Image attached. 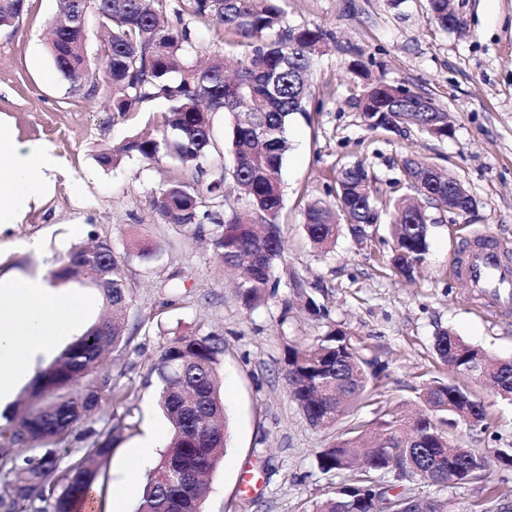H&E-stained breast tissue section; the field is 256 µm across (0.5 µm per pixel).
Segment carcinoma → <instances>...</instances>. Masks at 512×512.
<instances>
[{"label":"carcinoma","mask_w":512,"mask_h":512,"mask_svg":"<svg viewBox=\"0 0 512 512\" xmlns=\"http://www.w3.org/2000/svg\"><path fill=\"white\" fill-rule=\"evenodd\" d=\"M27 0H0V27L17 21ZM154 0H61L52 28L50 52L58 72L73 87L94 92L100 82L112 87V111L121 116L141 110L143 103H163L152 136H131L117 149L98 154L112 168L124 157L151 163L171 161L179 174L162 185L152 207L165 224L195 227L224 268L236 275L235 289L243 310L252 312L276 295L275 276L282 256L283 190L278 173L289 150L287 127L306 113L313 95L310 70L326 48L321 29L285 26L283 0H180L175 20L153 6ZM431 17L452 32L464 31L465 17L448 12V0H427ZM95 21L106 33L102 68L90 71L85 32ZM224 29L249 47L235 75L224 73V55L207 63L197 60L198 41L191 23ZM361 118L370 130L414 126L434 137L448 136V112L416 92L402 96L381 80L364 85ZM229 113L227 151L214 135V116ZM405 176L426 205H448V176L436 165L403 160ZM327 193L336 205L316 199L304 211V231L312 245L331 248L341 220L358 237L382 223L390 211L399 228L390 264L395 276L413 277L429 250L430 220L426 210L405 199L382 194L377 179L363 166L340 169ZM150 250L116 253L107 241L71 249L51 272L56 282L89 283L105 304L122 309L130 299L127 269L145 261ZM300 306L325 316L305 280L291 279ZM125 327L97 322L68 344L37 376L32 406L16 414L0 431L19 450L0 454V469L10 476V493L0 499V512H80L89 493L104 478L103 465L116 437L107 434L74 451L60 468L58 445L112 392V377L97 374L103 352L123 342ZM439 359L453 372L468 376L472 364L499 363L483 376L495 392L512 400V360L497 359L463 340L451 329L434 337ZM224 343L213 334L173 338L164 346L151 372L158 384L157 403L170 424L165 451L153 467L136 512H202L207 486L228 445V422L220 395L219 365ZM283 370L291 397L310 424L331 429L369 399L377 370L352 350L347 331L334 325L303 349L285 346ZM422 409L408 415L402 407L381 408L377 417L348 429L318 455L324 474L344 475L335 495L313 503L312 512H375L383 497L412 499L394 482L419 471L429 484L450 487L486 477L487 462L452 457L460 445L453 430L461 422L452 406L471 415L469 426L487 428L483 403L465 387L436 380L418 393Z\"/></svg>","instance_id":"1"}]
</instances>
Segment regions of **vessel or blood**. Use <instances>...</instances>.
<instances>
[{
  "label": "vessel or blood",
  "instance_id": "1",
  "mask_svg": "<svg viewBox=\"0 0 512 512\" xmlns=\"http://www.w3.org/2000/svg\"><path fill=\"white\" fill-rule=\"evenodd\" d=\"M461 271L480 299L502 312L512 311V250L477 240L468 250Z\"/></svg>",
  "mask_w": 512,
  "mask_h": 512
}]
</instances>
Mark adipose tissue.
I'll use <instances>...</instances> for the list:
<instances>
[{
	"mask_svg": "<svg viewBox=\"0 0 512 512\" xmlns=\"http://www.w3.org/2000/svg\"><path fill=\"white\" fill-rule=\"evenodd\" d=\"M0 224L23 222L55 189L61 163L42 144L23 145L0 119ZM83 293L60 294L39 274L0 277V409L47 364L62 336L71 334L94 304Z\"/></svg>",
	"mask_w": 512,
	"mask_h": 512,
	"instance_id": "obj_1",
	"label": "adipose tissue"
}]
</instances>
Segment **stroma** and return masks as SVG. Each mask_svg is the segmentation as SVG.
Returning a JSON list of instances; mask_svg holds the SVG:
<instances>
[{
    "label": "stroma",
    "instance_id": "obj_1",
    "mask_svg": "<svg viewBox=\"0 0 512 512\" xmlns=\"http://www.w3.org/2000/svg\"><path fill=\"white\" fill-rule=\"evenodd\" d=\"M453 2L467 19L466 35L435 25L425 0H402L396 8L388 0H284L288 26L321 28L333 38L315 62L306 114L288 127L280 286L267 307L250 314L212 252L193 232L162 223L153 211V193L177 173L173 163L134 159L112 169L97 161L104 149L152 130L159 103L121 118L111 110L110 88L99 86L91 95L72 90L47 44L58 0H28L24 15L0 28V115L18 141L43 143L64 163L51 199L23 223L0 226V276L49 275L73 247L94 237L120 253L138 243L152 250L128 270L124 340L100 367L111 374L112 391L59 446L65 459L89 445L87 430L118 428L105 482L95 493L96 512H110L117 491L125 512H134L153 467L147 461L129 468L136 444L152 432L158 448L166 446L169 424L156 406L151 368L176 336L212 333L224 342L219 373L230 439L209 478L203 512H311L315 501L333 495L342 478L319 471V452L351 425L374 419L376 407L414 403L426 383L451 380L434 351L438 330L452 329L488 354L512 359V317L485 306L450 271L473 232L490 231L512 247V0H497L491 9L484 0ZM357 60L372 78L431 97L447 111L451 136L413 127L368 130L357 106L364 80L351 70ZM408 157L446 169L476 200L463 214L429 209L428 260L414 281L399 279L387 266L389 225L370 227L364 238L342 229L326 252L312 246L304 209L313 199L334 203L326 184L337 169L362 163L384 188L401 178ZM295 275L327 315L317 320L296 308L283 327L281 303L292 298ZM329 323L350 333L359 355L381 368L382 380L370 406L323 430L313 428L291 398L282 366L285 339L309 345ZM464 385L482 401L489 429L459 423L458 443L490 457L512 448V402L482 382ZM402 484L417 495L449 500L454 512H468L485 495L479 483L446 488L406 478Z\"/></svg>",
    "mask_w": 512,
    "mask_h": 512
}]
</instances>
